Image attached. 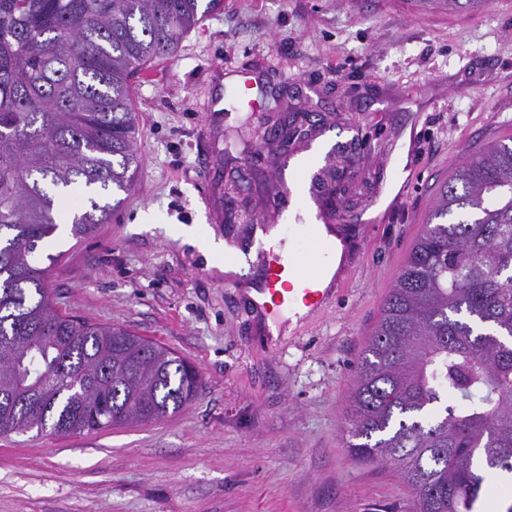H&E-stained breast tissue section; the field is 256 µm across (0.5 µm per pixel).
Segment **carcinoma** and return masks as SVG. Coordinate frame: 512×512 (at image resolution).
I'll return each mask as SVG.
<instances>
[{
  "label": "carcinoma",
  "instance_id": "1",
  "mask_svg": "<svg viewBox=\"0 0 512 512\" xmlns=\"http://www.w3.org/2000/svg\"><path fill=\"white\" fill-rule=\"evenodd\" d=\"M224 0H0V435L153 423L194 398L169 348L55 308L35 256L57 197L81 240L140 159L130 80ZM345 447L393 470L415 512H472L512 474V136L435 199L358 365Z\"/></svg>",
  "mask_w": 512,
  "mask_h": 512
}]
</instances>
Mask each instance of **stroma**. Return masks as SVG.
Instances as JSON below:
<instances>
[{"mask_svg":"<svg viewBox=\"0 0 512 512\" xmlns=\"http://www.w3.org/2000/svg\"><path fill=\"white\" fill-rule=\"evenodd\" d=\"M261 74L259 111L224 86L206 111L212 68ZM142 157L109 223L75 240L69 217L43 254L56 308L163 343L199 391L150 425L58 436H0V512H413L390 470L344 447L355 368L439 187L475 146L512 136V0L451 12L436 0H224L132 80ZM309 135L280 150L268 116ZM255 151L243 154L236 130ZM358 142L345 204L358 212L394 184L414 188L386 223L343 224L349 274L337 297L278 337L263 335L237 273H258L257 225L319 251L278 215L285 152L335 166ZM245 248L214 265L185 228Z\"/></svg>","mask_w":512,"mask_h":512,"instance_id":"obj_1","label":"stroma"}]
</instances>
